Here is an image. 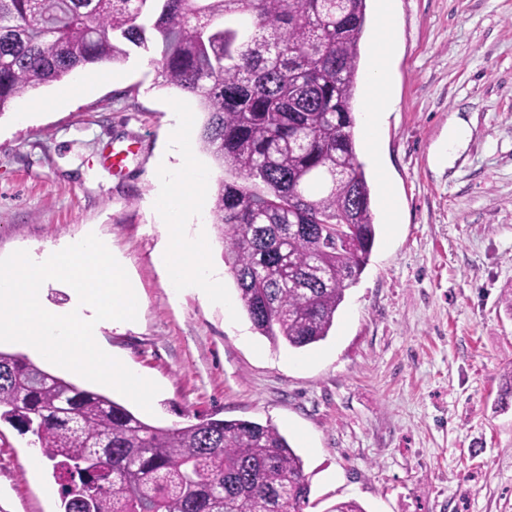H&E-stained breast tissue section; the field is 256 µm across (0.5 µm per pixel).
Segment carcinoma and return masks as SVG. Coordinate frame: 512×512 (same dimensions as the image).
<instances>
[{
  "label": "carcinoma",
  "instance_id": "cac0c4a2",
  "mask_svg": "<svg viewBox=\"0 0 512 512\" xmlns=\"http://www.w3.org/2000/svg\"><path fill=\"white\" fill-rule=\"evenodd\" d=\"M367 0H0V116L79 67L151 54L207 114L200 140L233 177L214 223L256 330L326 339L375 242L353 99ZM241 17L247 30L217 20ZM0 421L54 462L63 512H304L303 461L272 424L152 425L0 350Z\"/></svg>",
  "mask_w": 512,
  "mask_h": 512
}]
</instances>
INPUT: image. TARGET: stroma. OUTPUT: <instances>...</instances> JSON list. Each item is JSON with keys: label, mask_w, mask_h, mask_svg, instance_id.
<instances>
[{"label": "stroma", "mask_w": 512, "mask_h": 512, "mask_svg": "<svg viewBox=\"0 0 512 512\" xmlns=\"http://www.w3.org/2000/svg\"><path fill=\"white\" fill-rule=\"evenodd\" d=\"M390 34L395 109L377 145L358 140L376 242L325 340L294 349L254 330L211 221L225 172L198 141L201 231L225 301L173 287L150 173L173 113L194 135L207 115L135 48L90 97L54 105L58 81L0 115V258L107 239L142 305L100 340L159 385L145 421L272 423L304 462L305 512H512V0H398ZM453 125L466 134L449 150ZM30 441L0 422V512L59 510L52 462L26 464Z\"/></svg>", "instance_id": "1"}]
</instances>
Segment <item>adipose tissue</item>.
Wrapping results in <instances>:
<instances>
[{
  "mask_svg": "<svg viewBox=\"0 0 512 512\" xmlns=\"http://www.w3.org/2000/svg\"><path fill=\"white\" fill-rule=\"evenodd\" d=\"M369 92L375 100L367 112V125L364 134L368 139H376L377 126L385 113L394 111L395 101L387 90V64L382 58H375L367 75ZM189 140L182 122H175L167 156L161 157L151 173L156 186L157 208L163 224L169 231V246L165 261L171 278L178 285L189 284L207 297L220 292L221 277L209 269L205 259V246L202 238L188 237L184 226L194 207V200L188 195L174 193L173 187L179 170H193Z\"/></svg>",
  "mask_w": 512,
  "mask_h": 512,
  "instance_id": "ef3b65f1",
  "label": "adipose tissue"
}]
</instances>
